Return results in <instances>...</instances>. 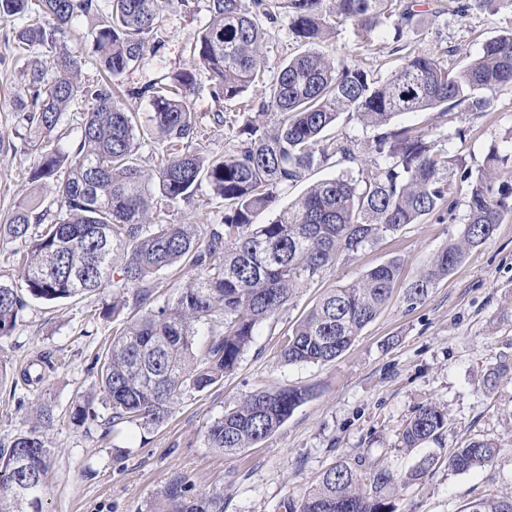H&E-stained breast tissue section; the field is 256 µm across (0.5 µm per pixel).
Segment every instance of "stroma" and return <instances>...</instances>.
I'll list each match as a JSON object with an SVG mask.
<instances>
[{
	"mask_svg": "<svg viewBox=\"0 0 512 512\" xmlns=\"http://www.w3.org/2000/svg\"><path fill=\"white\" fill-rule=\"evenodd\" d=\"M436 12L404 35L411 46L430 53L446 48L443 62L455 66L463 55H478L483 44L512 29V0L460 16L462 0H420ZM169 15L163 44L147 52L120 78L122 89L175 71L191 75V108L206 131V151L223 154L242 118L235 104L218 106L207 75L189 55L191 43L207 23L206 0L183 9L167 0ZM12 22L0 21V134L15 145L0 156V222L34 191L29 179L38 163L28 151L27 130L14 106L25 56L13 47ZM388 31L362 38L349 22L337 23L320 52L388 76L398 62L391 54ZM223 123H215V111ZM399 125L429 132L449 155L468 164H483L489 151L512 170V88L498 91L489 112L439 110L400 117ZM453 210L444 221L428 218L406 225L353 259H339L317 282L299 288L274 320L262 324L238 367L201 392L186 394L172 407L168 420L154 428L134 425L105 435L103 427L76 426L69 420L75 400L95 381L96 353L107 348L116 328L109 320L88 322V310L111 302V291L86 298L45 302L29 300L11 335L0 337V445L28 428L31 402L51 404L57 415L47 434L53 451L46 480V512H151L165 486L178 482L188 496L217 489L224 493V512H289L320 474L336 459L360 470L380 462L398 473L425 456L438 464L417 483L395 490L396 512H462L465 504L488 493L512 494V382L488 389L490 369L512 363V213L505 215L493 238L473 249L465 261L416 307H408L404 288L452 235L463 227L465 192L450 193ZM222 201L201 188L192 204L161 213L164 224L219 223ZM403 261V274L390 302L365 326L355 343L336 361L287 365L277 357L281 336L328 288L352 282L392 257ZM53 362L43 384L25 386L22 368L37 356ZM297 386L309 396L269 438L225 456L206 448L204 432L250 391L262 387ZM448 414L441 442L404 448L399 433L423 405ZM486 438L499 448L495 462L457 473L445 460L450 449L470 438Z\"/></svg>",
	"mask_w": 512,
	"mask_h": 512,
	"instance_id": "35a3bbf8",
	"label": "stroma"
}]
</instances>
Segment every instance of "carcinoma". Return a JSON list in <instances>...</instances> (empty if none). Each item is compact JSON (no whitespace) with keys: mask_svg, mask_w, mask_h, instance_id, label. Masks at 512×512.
<instances>
[{"mask_svg":"<svg viewBox=\"0 0 512 512\" xmlns=\"http://www.w3.org/2000/svg\"><path fill=\"white\" fill-rule=\"evenodd\" d=\"M414 0H207L209 21L193 56L207 73L218 103L242 112L279 114L269 131L244 117L222 156L203 153L204 130L183 97L190 75L176 71L131 96L149 99L151 125L141 128L107 80L83 79L82 61L60 37L82 28L92 38L99 68L118 79L154 48L166 21L162 0H0V21L13 28L14 48L32 54L17 91L28 145L39 157L32 180L47 188L57 211L35 192L23 199L0 236L19 244L18 286L0 283V336L18 325L27 299L63 300L112 289V305L89 315L122 321L98 364L96 390L76 402L70 419L84 425L163 424L173 404L234 371L258 326L275 318L296 290L323 278L340 257H354L408 224L439 215L448 201V175L466 187L464 228L406 287L408 307L423 303L438 281L491 239L512 212V176L488 171L495 153L472 168L450 157L429 135L395 120L438 109L484 113L494 94L512 85V30L488 40L480 54L450 69L440 58L403 42L421 11ZM288 16L292 38L309 49L285 61L270 82L261 64L267 28ZM352 21L365 36L393 21L392 52L401 64L383 79L311 49L332 33V20ZM263 84L259 99L245 98ZM79 114L78 137L63 148L62 120ZM343 112L375 132L367 150L328 134ZM166 147L152 172L138 162L141 141ZM332 163L337 175L320 181L267 224L257 213ZM224 203L218 224H158L155 215L190 203L202 185ZM188 280L156 306L151 279L168 269ZM402 271L393 257L349 284L330 289L282 337L278 357L293 364L336 360L389 301ZM43 358L22 370L28 386L45 378ZM512 380V365L493 368L486 382ZM308 397L301 387L258 388L227 408L206 429V447L236 454L272 436ZM111 410L101 415L96 400ZM57 416L41 403L31 426L0 451V512H45L52 450L46 435ZM448 416L422 406L403 428L401 446L440 439ZM499 448L471 438L448 457V469L467 472L494 462ZM429 457L399 476L377 465L363 473L342 460L289 512H395L387 493L422 479ZM156 512H224L217 492L185 497L171 484ZM463 512H512V495L486 494Z\"/></svg>","mask_w":512,"mask_h":512,"instance_id":"1","label":"carcinoma"}]
</instances>
